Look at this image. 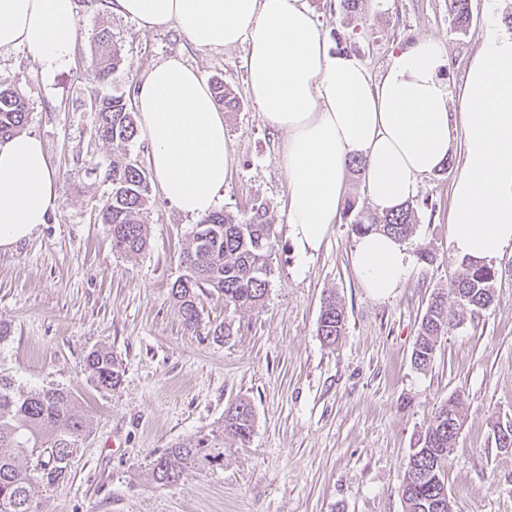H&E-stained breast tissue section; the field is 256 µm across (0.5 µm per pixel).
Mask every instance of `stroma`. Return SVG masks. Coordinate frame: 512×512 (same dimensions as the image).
Instances as JSON below:
<instances>
[{
  "mask_svg": "<svg viewBox=\"0 0 512 512\" xmlns=\"http://www.w3.org/2000/svg\"><path fill=\"white\" fill-rule=\"evenodd\" d=\"M330 50L354 55L372 76L393 52L435 39L446 60L449 109L472 57L512 0H470L459 30L448 0H361L357 18L339 0H303ZM82 36L69 63L44 73L25 49L0 52V78L30 104L25 133L39 138L54 173L56 200L45 224L15 249L0 251V320L11 324L0 367L19 382L70 388L88 427L64 482L40 492L42 512H404V466L435 408L461 396L464 424L445 470L454 512H512V449L497 430L512 422V248L495 258L496 298L441 336L430 366L411 356L432 293L463 271L449 243L452 190L464 154L452 133L448 170L424 177L418 224L404 244L406 282L393 297L371 298L353 264L356 237L339 216L317 251L301 253L290 235L288 187L281 147L247 87L248 44L203 50L172 27L145 29L113 12L107 0H75ZM112 30L121 65L102 82L88 32ZM180 57L205 81L222 80L238 99L225 113L233 149L217 206L246 218L267 209L275 248L262 306L235 309L202 294V323L187 331L171 298L184 273L179 254L195 217L152 186L146 222L149 245L137 255L112 248L96 219L106 184L76 174L112 153L92 136L84 101L100 91L136 97L149 72ZM430 262H423L422 254ZM335 293L346 314L336 345L317 334L321 302ZM229 326L227 336L215 328ZM105 347L122 366L120 384L96 390L88 353ZM247 399L255 413L249 443L220 438L224 413ZM217 440L220 457L169 486L155 484L148 464L176 443Z\"/></svg>",
  "mask_w": 512,
  "mask_h": 512,
  "instance_id": "1",
  "label": "stroma"
}]
</instances>
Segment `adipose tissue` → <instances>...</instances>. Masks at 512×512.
<instances>
[{
  "label": "adipose tissue",
  "mask_w": 512,
  "mask_h": 512,
  "mask_svg": "<svg viewBox=\"0 0 512 512\" xmlns=\"http://www.w3.org/2000/svg\"><path fill=\"white\" fill-rule=\"evenodd\" d=\"M151 29L177 28L202 49L248 43L250 96L284 132L288 222L302 251L317 249L335 223L351 159L378 212L414 201L421 179L446 165L452 130L445 65L434 40L398 49L379 79L345 51L330 52L302 0H114ZM80 37L74 0H0V50L23 47L45 72L63 66ZM464 158L449 216L454 252L487 262L512 246V35L490 33L462 93ZM135 106L166 199L202 216L217 202L232 163L224 117L197 70L171 57L153 68ZM56 198L42 142L21 133L0 142V250L45 223ZM357 278L376 300L405 282L410 255L388 235L358 237Z\"/></svg>",
  "instance_id": "adipose-tissue-1"
}]
</instances>
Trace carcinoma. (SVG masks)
<instances>
[{"label":"carcinoma","instance_id":"1","mask_svg":"<svg viewBox=\"0 0 512 512\" xmlns=\"http://www.w3.org/2000/svg\"><path fill=\"white\" fill-rule=\"evenodd\" d=\"M448 12L457 28H465L470 20L469 0H448ZM91 43L92 61L101 80L106 81L121 64L119 49L106 27L94 30ZM211 90L219 108H235V97L223 81H214ZM89 100L95 102L94 137L112 144L116 152L104 164L91 162L83 176H100L109 186L97 219L108 227L112 248L136 255L149 244L143 214L150 194L147 173L126 152L138 133L136 112L122 95L95 92ZM27 118L24 94L11 81L0 79V140L20 133ZM348 212L353 214L351 231L357 236L379 231L404 240L418 222L417 207L411 203L382 214L358 211L351 203ZM273 248L272 224L261 205L252 208L244 221L222 210L202 216L180 253L185 274L171 289L186 329L196 332L201 325L199 292L205 288L226 306H259L268 292V257ZM463 266L461 277L434 294L422 318L412 352L419 370L432 362L439 336L458 324L460 315L448 310V296L454 297L461 311L472 314L495 300V267L466 259ZM345 330L344 308L330 295L321 306L317 335L324 344L333 346ZM86 368L90 380L102 391H110L121 382L122 365L106 348L90 351ZM254 422L251 403L241 399L225 411L222 434L244 443L251 437ZM462 424L460 398L450 397L436 408L421 438L422 446L413 451L404 467L400 493L405 512H448V499L442 496L443 475ZM86 427L87 414L69 389L58 385L26 388L0 369V512H39L35 489L47 491L66 478ZM210 448L200 440L193 448L176 443L164 449L150 462L152 480L161 485L178 482L209 458Z\"/></svg>","mask_w":512,"mask_h":512}]
</instances>
